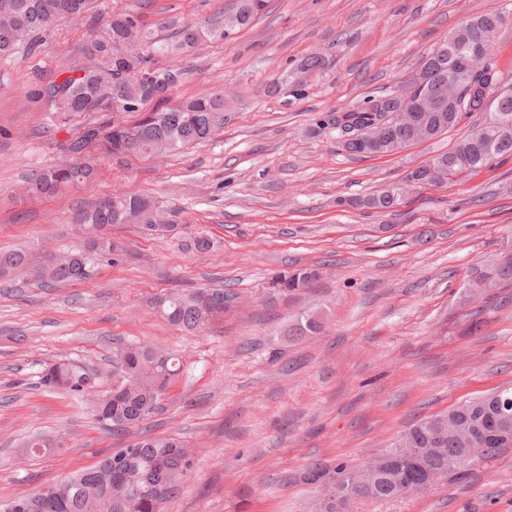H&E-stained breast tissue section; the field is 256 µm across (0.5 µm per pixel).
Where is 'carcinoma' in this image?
<instances>
[{"instance_id":"obj_1","label":"carcinoma","mask_w":512,"mask_h":512,"mask_svg":"<svg viewBox=\"0 0 512 512\" xmlns=\"http://www.w3.org/2000/svg\"><path fill=\"white\" fill-rule=\"evenodd\" d=\"M266 0H236L232 12L224 15V26L212 27L195 22L172 23L175 39H156L139 14L117 10L105 15L93 9L94 0H0V59L23 51H40L44 40L64 18L86 19L94 37L78 46L84 62L62 69L60 81L51 80L37 91L54 112H98L99 123L89 122L72 140L67 150L81 154L90 143L108 156L154 155L209 139L216 131L214 114L227 107L224 90H214L197 98L168 105L170 95L185 79L186 70L175 58L190 52L209 39H225L232 32L249 27L265 8ZM502 12L471 17L451 30L454 40L441 43L423 57L420 70L426 74L425 86L408 81L413 96L431 91L433 103L425 104L418 120L400 124L394 121L401 111L394 91L366 99L362 104L343 108L319 120L312 133L336 132L338 144L350 155H391L417 143L431 141L448 132V123L473 112L483 115L476 129L448 151L435 155L432 169L421 165L405 175L414 179L429 171L432 185H443L461 176L459 161L476 171L493 159L512 154V75L496 69L501 85L486 96L469 90L475 71L462 59L464 45L481 37L497 38L503 25ZM333 67L322 55H314L290 69L269 86L271 95H281L295 72ZM109 112H123L130 121L115 122ZM94 174L93 161L84 165L61 164L37 171L29 178V191L52 196L81 183ZM403 187L389 184L362 197L337 200V205L368 212L395 211L401 204ZM78 231H88L89 245L51 254L41 259L23 249L0 251V277L25 270L49 288L59 283L89 279L103 257L112 254L114 245L104 236L112 224H138L148 235H160L178 228L175 215L161 210L148 197L125 193L110 196L108 204L98 201L77 214ZM320 277L316 268H299L276 280V286L292 292L308 288ZM471 291L478 295L491 288H512V260L490 262L469 271ZM234 294L222 288L175 290L153 301L159 314L169 323L189 331L205 333L224 317ZM322 321L307 315L288 329L287 336H314ZM183 373V362L165 349L128 342L112 355V388L92 401L97 424L112 433H125L139 427L160 408L162 391L176 384ZM85 372L72 363L55 362L42 369V384L52 390H65L82 396L90 389ZM512 400V390L494 391L412 423L385 448V455L398 463L368 473L364 490L355 499L332 494L320 512H350L355 500L385 501L408 495L407 488L432 472L444 477L461 476L470 466L468 449L482 441L483 459L512 445V416L500 412ZM61 447V440L42 432L28 436L22 453L39 456L50 448ZM195 460L194 449L171 436H152L138 432L133 442L120 448L86 471L70 476L71 488L64 502L50 512H162L163 504L177 492L182 478ZM359 466H337L313 462L301 474L309 485L325 487Z\"/></svg>"}]
</instances>
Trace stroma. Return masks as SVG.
Returning <instances> with one entry per match:
<instances>
[{
    "label": "stroma",
    "instance_id": "stroma-1",
    "mask_svg": "<svg viewBox=\"0 0 512 512\" xmlns=\"http://www.w3.org/2000/svg\"><path fill=\"white\" fill-rule=\"evenodd\" d=\"M234 0H97L96 10L141 13L158 38L170 20L219 21ZM512 10V0H268L252 26L202 43L179 64L171 98L224 88L234 104L209 140L154 156L104 158L96 176L40 199L32 172L69 161L72 135L95 113L47 111L35 91L78 61L83 19L65 20L41 53L0 61V250L36 255L78 243L73 217L129 190L175 213L174 234L136 224L107 235L115 263L85 281L40 287L0 279V505L94 466L131 434L101 430L85 398L43 386L45 363L66 359L107 372L117 343L168 348L185 374L143 428L174 435L198 454L164 512H305L315 493L300 475L310 461L360 464L413 421L512 387V288L461 303L474 266L512 248V155L458 181L410 191L391 213L336 206L373 193L467 136L479 114L435 140L383 157H355L323 116L404 85L422 57L469 17ZM321 53L333 69L308 74L299 98L265 88ZM215 251L191 248L195 236ZM314 266L310 288L280 293L273 275ZM222 286L237 297L215 330L199 335L162 319L154 297ZM322 332L286 340L302 315ZM61 447L26 457V436ZM358 512H512V448L472 464L423 495L358 504Z\"/></svg>",
    "mask_w": 512,
    "mask_h": 512
}]
</instances>
